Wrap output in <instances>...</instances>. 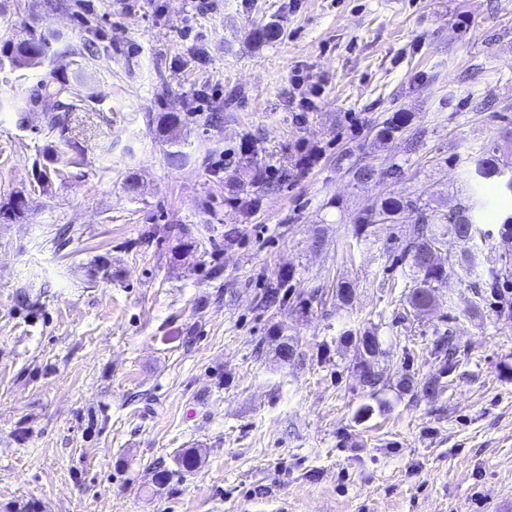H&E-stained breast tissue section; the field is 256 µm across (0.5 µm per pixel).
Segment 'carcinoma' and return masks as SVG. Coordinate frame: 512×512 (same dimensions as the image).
I'll use <instances>...</instances> for the list:
<instances>
[{"label":"carcinoma","mask_w":512,"mask_h":512,"mask_svg":"<svg viewBox=\"0 0 512 512\" xmlns=\"http://www.w3.org/2000/svg\"><path fill=\"white\" fill-rule=\"evenodd\" d=\"M282 34L281 26L269 21L259 27L255 36L258 41L271 43L277 41ZM57 38L44 35L31 36L18 42L8 41L0 47V69L9 66L13 70H36L44 63L52 60L56 51L54 43ZM52 81L56 83L54 94L65 95L58 102V112L51 116L49 130L61 134L55 146L47 153V164L39 171L37 182L49 180L52 176L64 175L65 169L72 164L70 152L75 149L74 143L64 137L68 130L70 113L83 107L84 96L76 89L83 83L87 75L65 65L55 67L50 72ZM159 136L170 146L165 151L166 163L172 167L183 165L188 153L182 150L185 139L182 138L185 126L184 118L179 112H162L155 118ZM408 123L407 116L396 112L384 122L377 132V139L383 143L395 140ZM464 185L467 187V202L459 200L444 209H434L419 199L387 197L373 202L358 216L356 224L359 230L367 231L378 224L413 225L412 237L407 245V256L410 258L409 268L414 277L415 287L408 294L409 305L418 312L427 310L435 301L438 286L448 279L446 267L428 256L429 249L438 246L441 239L454 235L458 240L468 244L457 262L461 265H476L477 255L469 244L484 235L480 227L484 212L495 204V199L512 196V176L504 178V171L497 164L496 149L482 148L463 171ZM24 210V199L18 195L6 206L0 208V219L12 220L21 216ZM507 273L494 266L487 268L479 287L482 292L495 299L499 312L512 310V297L503 290L502 279ZM348 339L356 349V372L364 384L376 387L378 377L373 362L382 353L379 337L368 332L361 336L348 334Z\"/></svg>","instance_id":"1"}]
</instances>
